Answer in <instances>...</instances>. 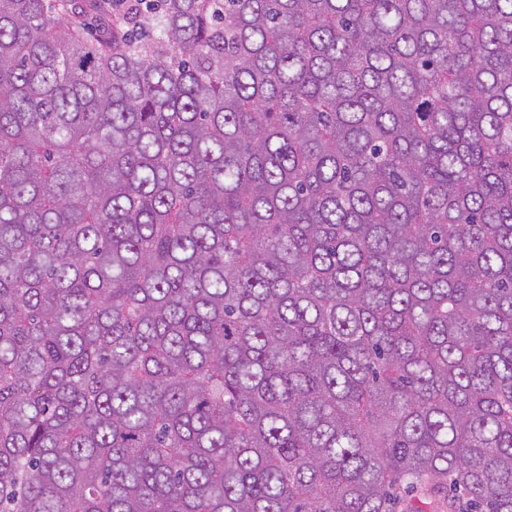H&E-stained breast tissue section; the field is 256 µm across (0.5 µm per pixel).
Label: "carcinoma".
<instances>
[{"label":"carcinoma","instance_id":"carcinoma-1","mask_svg":"<svg viewBox=\"0 0 512 512\" xmlns=\"http://www.w3.org/2000/svg\"><path fill=\"white\" fill-rule=\"evenodd\" d=\"M0 0V512H512V0Z\"/></svg>","mask_w":512,"mask_h":512}]
</instances>
